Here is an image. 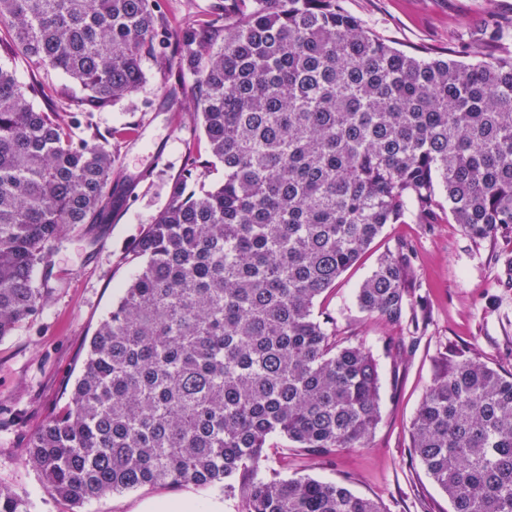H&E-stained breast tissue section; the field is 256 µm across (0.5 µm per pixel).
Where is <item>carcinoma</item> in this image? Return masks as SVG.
<instances>
[{
	"instance_id": "1",
	"label": "carcinoma",
	"mask_w": 512,
	"mask_h": 512,
	"mask_svg": "<svg viewBox=\"0 0 512 512\" xmlns=\"http://www.w3.org/2000/svg\"><path fill=\"white\" fill-rule=\"evenodd\" d=\"M0 31L83 92L0 68V339L45 306L47 247L112 220L108 140L72 130L143 84L144 57L191 75L188 111L224 168L208 187L189 160L135 242L65 404L25 448L47 491L80 508L194 485L237 512H383L345 482L266 473L268 440L318 460L367 446L378 363L314 307L386 225L433 230L446 213L475 243L512 235V55L493 54L512 19L488 16L475 52L489 58L474 63L398 50L340 0H222L177 30L158 0H0ZM420 287L415 247L398 240L356 303L415 343ZM410 453L453 512H512V373L447 349ZM0 512L26 502L0 488Z\"/></svg>"
}]
</instances>
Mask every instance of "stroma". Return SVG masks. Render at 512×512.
I'll list each match as a JSON object with an SVG mask.
<instances>
[{"mask_svg":"<svg viewBox=\"0 0 512 512\" xmlns=\"http://www.w3.org/2000/svg\"><path fill=\"white\" fill-rule=\"evenodd\" d=\"M345 8L372 31L406 51H429L458 61L473 60L478 25L488 14L512 17V0H344ZM0 67L20 83L41 80L80 88L51 67H35L18 52L0 47ZM145 83L114 105L95 112L100 131L128 127L111 144L120 200L119 216L101 226L70 228L52 244L37 273L48 289L39 315L0 339V487L29 503V512H147L150 505L188 503L197 512H236L235 500L220 491L192 485L145 486L111 494L74 508L51 495L39 473L25 461L24 448L47 415L63 406L78 376L89 339L111 310L129 279L126 257L147 224L167 201L168 186L189 157L208 159L209 149L192 113L179 111L170 91L178 75L164 77L145 59ZM411 241L428 304L430 323L415 349L397 359L387 353L391 339H408L407 328L365 317L356 290L380 255L396 240ZM512 254V238L474 244L458 225L435 229L421 224H390L320 299L315 312L348 331L350 344L364 345L379 367L381 421L367 447L345 448L329 460L308 462L269 449L268 471L288 479L308 475L347 481L356 495L375 499L384 512H452L447 495L410 455V423L446 347L467 344L488 364L512 371V289L498 287L501 260Z\"/></svg>","mask_w":512,"mask_h":512,"instance_id":"obj_1","label":"stroma"}]
</instances>
